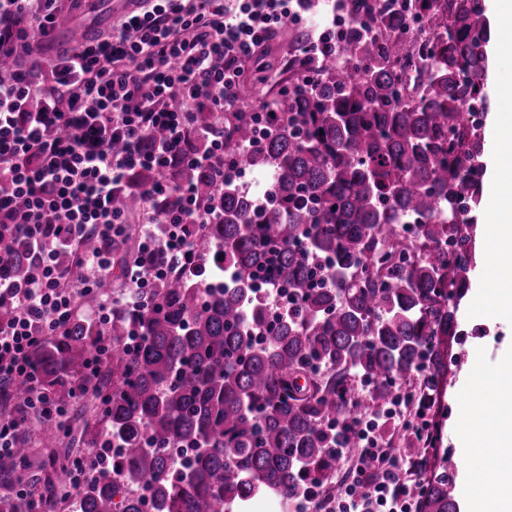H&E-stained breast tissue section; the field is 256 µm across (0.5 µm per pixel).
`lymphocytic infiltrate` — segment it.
<instances>
[{
	"label": "lymphocytic infiltrate",
	"mask_w": 512,
	"mask_h": 512,
	"mask_svg": "<svg viewBox=\"0 0 512 512\" xmlns=\"http://www.w3.org/2000/svg\"><path fill=\"white\" fill-rule=\"evenodd\" d=\"M82 2L0 0V62L11 64L0 75V254L20 243L30 258L25 279L0 270V304L13 310L0 324V387L28 388L24 417L0 416V460L12 455L23 422L65 418V405L37 382L36 348L76 318L110 319V303L90 311L81 299L111 277L114 247L126 238L130 215L114 199L134 190L142 200L140 256L124 269L130 288L192 270L186 227L216 213L191 185L174 189L161 175L193 166L223 189L231 168L224 115L247 112L263 125L265 106L241 98L247 68L307 11L306 0H237L232 9L224 0H140L108 36L56 47L59 16ZM197 112L211 113L212 123L196 125ZM140 170L159 178L134 188ZM90 236L100 246L80 257ZM373 443L365 436L339 512H410L397 458Z\"/></svg>",
	"instance_id": "1"
}]
</instances>
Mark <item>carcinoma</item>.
<instances>
[{
    "label": "carcinoma",
    "mask_w": 512,
    "mask_h": 512,
    "mask_svg": "<svg viewBox=\"0 0 512 512\" xmlns=\"http://www.w3.org/2000/svg\"><path fill=\"white\" fill-rule=\"evenodd\" d=\"M339 2L341 58L318 63L295 38L292 82L312 72L314 82L265 101L274 112L262 132L244 112L224 116V156L273 175L261 206L231 181L209 198L202 169L164 176L219 206L218 220L190 228L203 274L169 277L115 304L108 323L75 321L38 351L47 392L67 402L85 384L84 447L103 455L116 442L124 454L82 484L53 458L37 495L81 512H142L143 500L152 512H245L258 496L334 497L363 417L382 416L418 375L417 406L441 398L442 347L475 267L474 219L458 224L454 212L481 201L482 122L462 103L486 100L489 28L480 0L440 10L414 0L436 41L406 12L383 17L375 35L360 24L368 0ZM407 43L429 60L408 101L396 65ZM400 216L413 237L398 232ZM1 265L17 279L28 271L21 249ZM267 281L288 296V316L262 297ZM104 336L111 349L88 377ZM315 363L323 376L310 375ZM71 432L44 423L40 442L54 448ZM385 444L419 459V512H458L448 477L426 475L416 429L404 422ZM178 446L194 451L182 470ZM27 456L18 441L0 472Z\"/></svg>",
    "instance_id": "1"
}]
</instances>
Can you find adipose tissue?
Returning a JSON list of instances; mask_svg holds the SVG:
<instances>
[{
  "label": "adipose tissue",
  "mask_w": 512,
  "mask_h": 512,
  "mask_svg": "<svg viewBox=\"0 0 512 512\" xmlns=\"http://www.w3.org/2000/svg\"><path fill=\"white\" fill-rule=\"evenodd\" d=\"M512 109L492 113L486 137L492 145L485 157L488 189L486 221L491 232L485 241L489 267L474 288L472 315L512 322ZM466 391L474 402L461 412L466 445L471 449L470 475L462 486L467 512H512V465L501 460L512 456V352L504 354L493 375L472 380ZM500 473L496 486H486L485 471Z\"/></svg>",
  "instance_id": "obj_1"
}]
</instances>
